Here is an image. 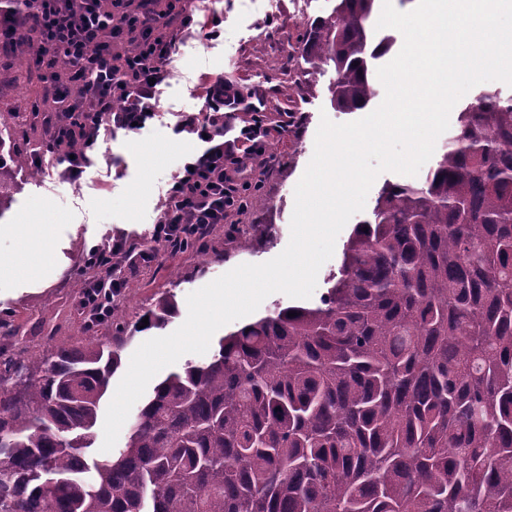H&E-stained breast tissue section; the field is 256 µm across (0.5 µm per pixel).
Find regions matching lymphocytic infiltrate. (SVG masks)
I'll return each instance as SVG.
<instances>
[{
    "mask_svg": "<svg viewBox=\"0 0 512 512\" xmlns=\"http://www.w3.org/2000/svg\"><path fill=\"white\" fill-rule=\"evenodd\" d=\"M195 9L194 0H28L22 12L0 6V55L12 56L22 33L34 32L41 51L33 62L43 87L68 104L65 112L41 115V150L60 162L66 178L91 165L101 133L137 134L158 117L160 86L186 32L200 25ZM221 23L214 15L200 25L207 40L220 37ZM62 64L70 81L58 77ZM200 85L201 110L181 115L172 131L204 138L206 147L172 177L151 231L173 249L200 240L228 211L242 206L252 171L270 160L261 115H253L237 136L229 134L224 115L240 111L239 90L220 73L201 75ZM124 248L118 238L86 259L100 273L79 295L89 323L110 313L122 287L112 276V260Z\"/></svg>",
    "mask_w": 512,
    "mask_h": 512,
    "instance_id": "1",
    "label": "lymphocytic infiltrate"
}]
</instances>
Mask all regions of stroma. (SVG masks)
<instances>
[{
    "label": "stroma",
    "instance_id": "obj_1",
    "mask_svg": "<svg viewBox=\"0 0 512 512\" xmlns=\"http://www.w3.org/2000/svg\"><path fill=\"white\" fill-rule=\"evenodd\" d=\"M331 8L332 0H306L302 9L297 0H279L275 10L268 0H209L199 16L223 15L224 34L207 41L195 31L181 46L162 88L161 120L139 134L120 131L100 142L79 182L34 180L25 172L15 173L12 206L0 222L49 224L53 232L40 244L46 263L31 261L26 277L0 275V318L11 316L36 346L51 333L68 342L79 336L84 320L75 299L90 276L84 265L89 251L117 237L131 246L148 237L172 174L204 149L193 137L174 135L170 129L176 113L201 108L198 78L204 72L223 74L247 102L262 110L275 162L253 171L244 207L230 212L203 245L117 269L123 283L118 298L129 319L166 292L175 295L179 309L165 326L137 333L123 350V360H130L144 341L168 335L185 321L188 294L240 264L279 255L290 240L295 187L312 158L321 117L335 123L358 118L332 107V69L313 80L304 72L306 31ZM245 224L254 232L243 250L233 230Z\"/></svg>",
    "mask_w": 512,
    "mask_h": 512
}]
</instances>
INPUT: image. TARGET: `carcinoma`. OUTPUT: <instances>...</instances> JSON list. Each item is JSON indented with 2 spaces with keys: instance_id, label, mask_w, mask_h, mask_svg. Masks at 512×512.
Segmentation results:
<instances>
[{
  "instance_id": "carcinoma-1",
  "label": "carcinoma",
  "mask_w": 512,
  "mask_h": 512,
  "mask_svg": "<svg viewBox=\"0 0 512 512\" xmlns=\"http://www.w3.org/2000/svg\"><path fill=\"white\" fill-rule=\"evenodd\" d=\"M376 0H335L302 47L338 112L376 96ZM4 66L60 112L22 39ZM359 65H354V62ZM35 113H0V159ZM368 231H362V228ZM319 302L276 308L163 378L125 446L91 461L130 323L48 354L0 319V512H512V97L485 93L420 185L388 183ZM167 292L144 312L160 328ZM294 311L297 316L290 317Z\"/></svg>"
}]
</instances>
